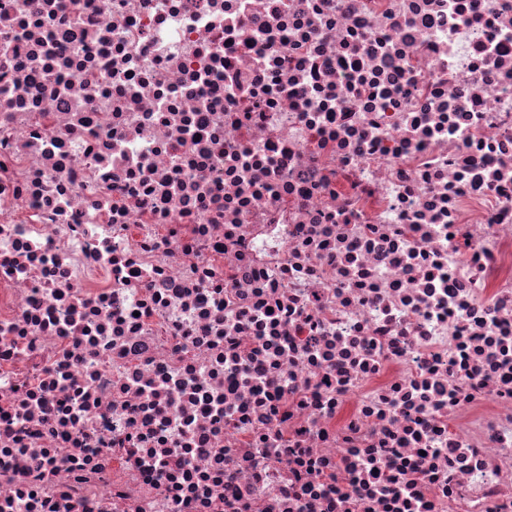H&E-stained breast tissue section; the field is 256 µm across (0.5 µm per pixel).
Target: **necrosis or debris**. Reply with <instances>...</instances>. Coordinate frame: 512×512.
<instances>
[{
	"label": "necrosis or debris",
	"mask_w": 512,
	"mask_h": 512,
	"mask_svg": "<svg viewBox=\"0 0 512 512\" xmlns=\"http://www.w3.org/2000/svg\"><path fill=\"white\" fill-rule=\"evenodd\" d=\"M0 512H512V0H0Z\"/></svg>",
	"instance_id": "necrosis-or-debris-1"
}]
</instances>
